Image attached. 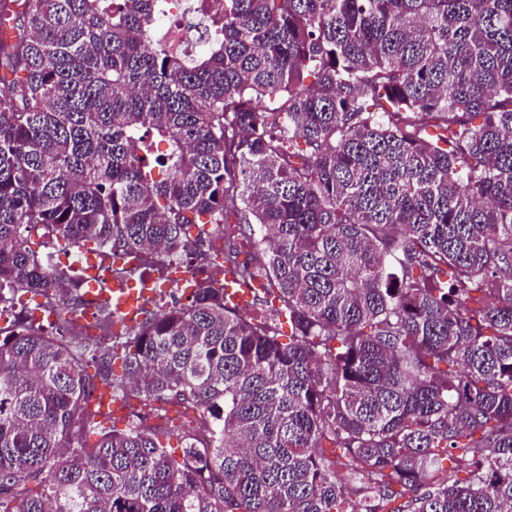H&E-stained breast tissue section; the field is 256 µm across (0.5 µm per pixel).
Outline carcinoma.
<instances>
[{
    "label": "carcinoma",
    "mask_w": 512,
    "mask_h": 512,
    "mask_svg": "<svg viewBox=\"0 0 512 512\" xmlns=\"http://www.w3.org/2000/svg\"><path fill=\"white\" fill-rule=\"evenodd\" d=\"M181 2L192 55L163 0H0V303L67 279L40 226L201 275L119 378L63 302L0 334V512H512V0ZM232 217L273 321L207 276ZM182 407H169V411L162 420L156 418L154 421L147 422L149 425H159L172 428L174 430H182L195 425L197 415L194 411L189 410L186 414L183 413Z\"/></svg>",
    "instance_id": "1"
}]
</instances>
